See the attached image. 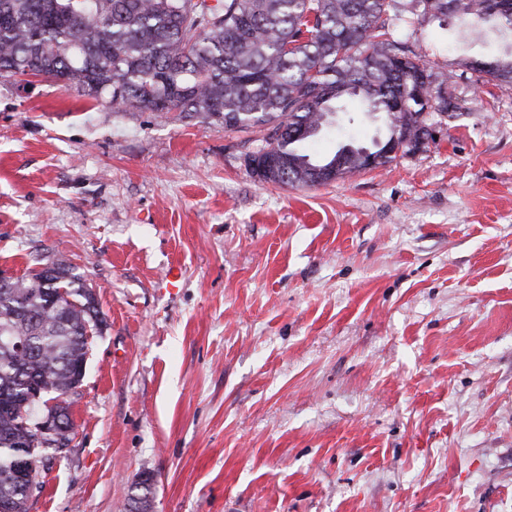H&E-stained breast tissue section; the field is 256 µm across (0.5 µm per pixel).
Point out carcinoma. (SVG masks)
Returning <instances> with one entry per match:
<instances>
[{
	"instance_id": "1",
	"label": "carcinoma",
	"mask_w": 512,
	"mask_h": 512,
	"mask_svg": "<svg viewBox=\"0 0 512 512\" xmlns=\"http://www.w3.org/2000/svg\"><path fill=\"white\" fill-rule=\"evenodd\" d=\"M395 0H0V77L44 76L102 99L114 112L203 115L257 131L247 158L257 179L313 187L396 158L389 148L428 135L427 116L454 118L422 56L395 40ZM422 17L454 16L472 30L512 32V0H411ZM480 78L512 84V50L476 63ZM355 101L382 114L388 136L368 156L348 142L314 158L310 144ZM260 154L288 159L269 178ZM331 177L320 182L316 168ZM107 326L84 276L65 257L0 280V512H30L19 460L35 470L76 435L70 397L83 381L90 334ZM57 400L61 427L30 447L29 394ZM126 512H151V482Z\"/></svg>"
}]
</instances>
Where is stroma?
Wrapping results in <instances>:
<instances>
[{"label": "stroma", "instance_id": "1", "mask_svg": "<svg viewBox=\"0 0 512 512\" xmlns=\"http://www.w3.org/2000/svg\"><path fill=\"white\" fill-rule=\"evenodd\" d=\"M450 76L434 141L328 185L259 143L0 78V271L67 256L107 325L31 512H512V85L465 26L401 13ZM181 270L168 289L169 267ZM475 70L481 79L512 84V49L492 58L489 61L476 62Z\"/></svg>", "mask_w": 512, "mask_h": 512}]
</instances>
